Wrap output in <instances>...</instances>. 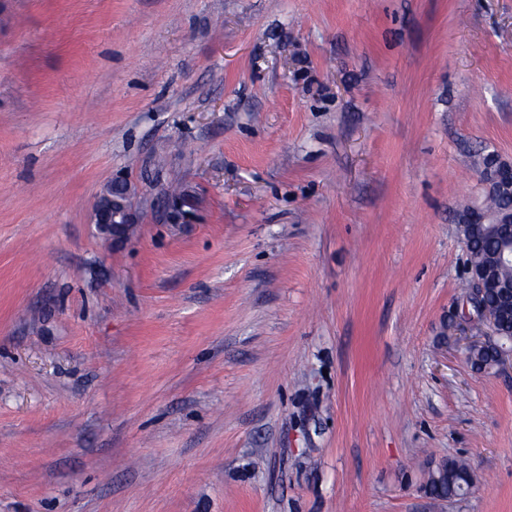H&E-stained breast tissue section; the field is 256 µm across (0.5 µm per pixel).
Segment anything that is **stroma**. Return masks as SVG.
I'll use <instances>...</instances> for the list:
<instances>
[{
    "instance_id": "35a3bbf8",
    "label": "stroma",
    "mask_w": 512,
    "mask_h": 512,
    "mask_svg": "<svg viewBox=\"0 0 512 512\" xmlns=\"http://www.w3.org/2000/svg\"><path fill=\"white\" fill-rule=\"evenodd\" d=\"M485 156L512 0H0V512H512L448 333ZM120 181H111L98 196L94 217L102 231L111 234L112 224H132L129 187L117 186ZM426 485L429 494L436 498L463 496L472 485L471 469L464 460H448L445 475L442 477L437 470L429 472Z\"/></svg>"
}]
</instances>
